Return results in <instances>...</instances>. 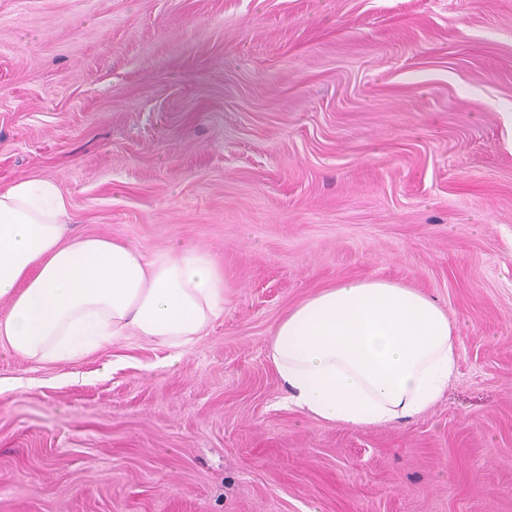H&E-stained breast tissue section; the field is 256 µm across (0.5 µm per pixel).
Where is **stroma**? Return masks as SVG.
I'll list each match as a JSON object with an SVG mask.
<instances>
[{
	"mask_svg": "<svg viewBox=\"0 0 512 512\" xmlns=\"http://www.w3.org/2000/svg\"><path fill=\"white\" fill-rule=\"evenodd\" d=\"M224 272L192 345L0 352V512H512V0H0V188ZM438 304L458 371L356 428L288 408L276 324L338 282Z\"/></svg>",
	"mask_w": 512,
	"mask_h": 512,
	"instance_id": "1",
	"label": "stroma"
}]
</instances>
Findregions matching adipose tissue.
<instances>
[{
    "label": "adipose tissue",
    "instance_id": "ef3b65f1",
    "mask_svg": "<svg viewBox=\"0 0 512 512\" xmlns=\"http://www.w3.org/2000/svg\"><path fill=\"white\" fill-rule=\"evenodd\" d=\"M52 179L0 189V350L75 362L115 340L179 348L224 314V272L198 248L149 255L97 235L70 236ZM446 313L419 291L345 280L275 327L269 358L289 407L352 427L403 423L431 409L457 367Z\"/></svg>",
    "mask_w": 512,
    "mask_h": 512
}]
</instances>
